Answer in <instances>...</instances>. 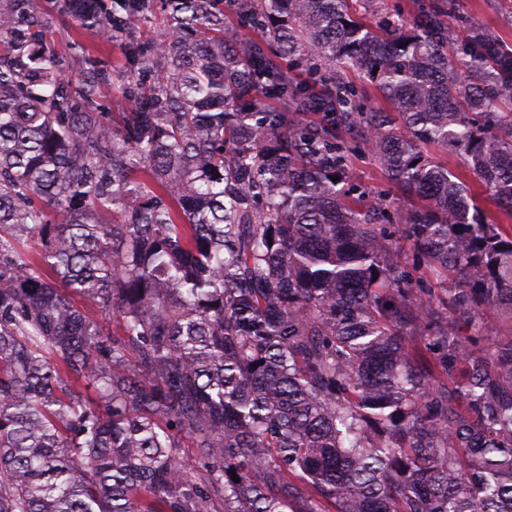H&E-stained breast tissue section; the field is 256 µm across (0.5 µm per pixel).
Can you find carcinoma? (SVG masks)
I'll return each mask as SVG.
<instances>
[{
  "instance_id": "obj_1",
  "label": "carcinoma",
  "mask_w": 512,
  "mask_h": 512,
  "mask_svg": "<svg viewBox=\"0 0 512 512\" xmlns=\"http://www.w3.org/2000/svg\"><path fill=\"white\" fill-rule=\"evenodd\" d=\"M357 2L0 0V512H512V42ZM40 0L38 5L42 7H51L54 9L56 20L55 43L56 50L60 55L69 58L68 42L77 37L82 40L90 49L93 58L106 61L110 64L121 60V54L115 43L106 41L105 37L97 32L81 31L77 32L72 21L62 12L61 6L55 1ZM349 165L355 173L358 183L370 197H379L385 200L391 215H399L412 205L418 204L415 198L408 197L392 187L381 172L380 166L362 144L350 156Z\"/></svg>"
}]
</instances>
